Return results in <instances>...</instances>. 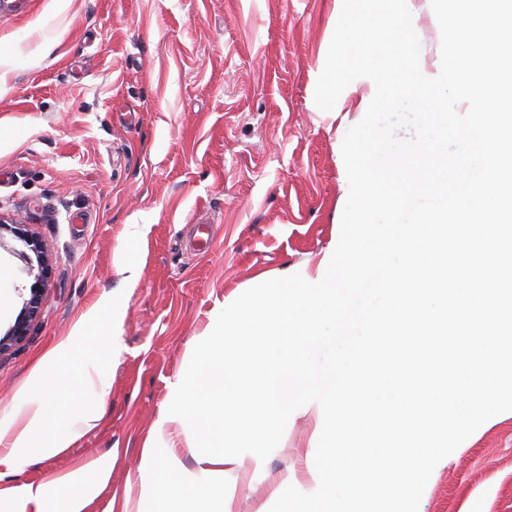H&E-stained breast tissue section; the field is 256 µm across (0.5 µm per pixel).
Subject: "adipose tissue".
<instances>
[{"label": "adipose tissue", "mask_w": 512, "mask_h": 512, "mask_svg": "<svg viewBox=\"0 0 512 512\" xmlns=\"http://www.w3.org/2000/svg\"><path fill=\"white\" fill-rule=\"evenodd\" d=\"M70 353L66 347L50 351L34 367L32 383L35 396L29 398L22 408L11 417L0 421V435L13 437V450L0 456V465L13 466L17 457L16 449L36 451L42 454L52 453L69 446L76 437L77 430L61 428L55 433H47L46 428L52 421L53 412L60 402L51 398V391L66 385V365ZM109 473V463L101 459L80 467L69 475L60 478L59 486L66 488L65 512H81L90 487Z\"/></svg>", "instance_id": "1"}]
</instances>
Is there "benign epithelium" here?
Segmentation results:
<instances>
[{"instance_id":"obj_1","label":"benign epithelium","mask_w":512,"mask_h":512,"mask_svg":"<svg viewBox=\"0 0 512 512\" xmlns=\"http://www.w3.org/2000/svg\"><path fill=\"white\" fill-rule=\"evenodd\" d=\"M11 235L24 242L26 250L16 252L25 264L27 274L34 276L29 297L24 300L19 316L3 333H0V354L24 341L29 336L33 323L41 319L44 305V290L51 278L53 261L41 238L29 225L8 221L0 215V249L6 248L5 237Z\"/></svg>"}]
</instances>
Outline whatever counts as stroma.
<instances>
[{"label": "stroma", "instance_id": "obj_1", "mask_svg": "<svg viewBox=\"0 0 512 512\" xmlns=\"http://www.w3.org/2000/svg\"><path fill=\"white\" fill-rule=\"evenodd\" d=\"M342 0H35L0 16V214L51 254L44 316L0 354V417L35 364L80 335L71 419L95 427L22 454L0 491L46 486L103 457L112 470L83 512H144L140 468L159 445L194 477L199 452L168 407L225 298L259 276L315 270L336 243L349 186L342 157L354 97L314 93ZM31 278L0 257V329ZM112 347L103 350L102 337ZM317 417H297L261 468L227 469L231 512H270L310 487ZM418 512H512V411L434 469Z\"/></svg>", "mask_w": 512, "mask_h": 512}]
</instances>
